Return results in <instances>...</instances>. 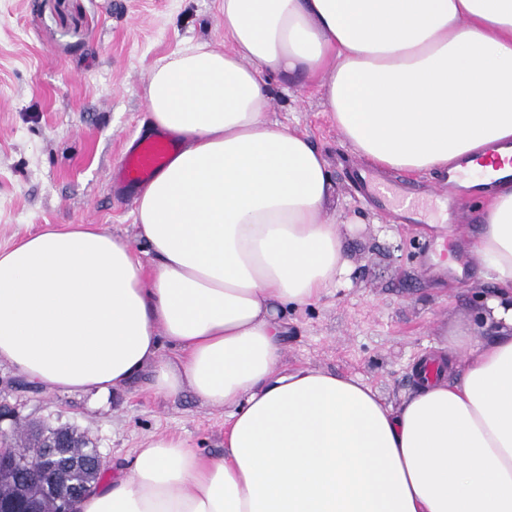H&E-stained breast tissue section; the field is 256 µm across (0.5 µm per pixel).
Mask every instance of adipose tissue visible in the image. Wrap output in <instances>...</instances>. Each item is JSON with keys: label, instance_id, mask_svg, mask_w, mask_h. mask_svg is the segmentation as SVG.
<instances>
[{"label": "adipose tissue", "instance_id": "1", "mask_svg": "<svg viewBox=\"0 0 512 512\" xmlns=\"http://www.w3.org/2000/svg\"><path fill=\"white\" fill-rule=\"evenodd\" d=\"M229 50L189 43L154 68L151 124L181 149L137 190L154 264L91 224L0 249V365L59 393L153 389L229 407L224 453L148 438L77 512H512V181L472 254L494 288L468 362L399 407L357 378L280 369L283 311L349 261L321 214L333 184L302 133L272 123L265 74L319 83L375 168H458L512 142V0H223Z\"/></svg>", "mask_w": 512, "mask_h": 512}]
</instances>
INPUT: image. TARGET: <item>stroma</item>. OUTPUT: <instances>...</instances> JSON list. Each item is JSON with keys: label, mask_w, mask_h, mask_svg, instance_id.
<instances>
[{"label": "stroma", "mask_w": 512, "mask_h": 512, "mask_svg": "<svg viewBox=\"0 0 512 512\" xmlns=\"http://www.w3.org/2000/svg\"><path fill=\"white\" fill-rule=\"evenodd\" d=\"M224 49L221 0H0V246L49 224H92L128 242L144 264L153 256L135 221L133 189L111 179L133 142L150 131L146 89L161 59L187 43ZM270 121L307 135L334 187L324 218L349 255L342 286L288 311L282 369L314 367L360 378L386 404L413 394V365L443 344L446 331L490 334L481 312L492 292L470 244L480 199L455 198L466 223L448 227L442 276L419 265L440 221L401 223L367 202L353 177L367 167L343 139L319 84L270 79ZM20 419L69 426L90 439L108 470L126 466L155 435L177 433L203 455L224 452L229 407L191 391L156 395L151 372L105 397L51 393L0 365V401Z\"/></svg>", "instance_id": "35a3bbf8"}]
</instances>
